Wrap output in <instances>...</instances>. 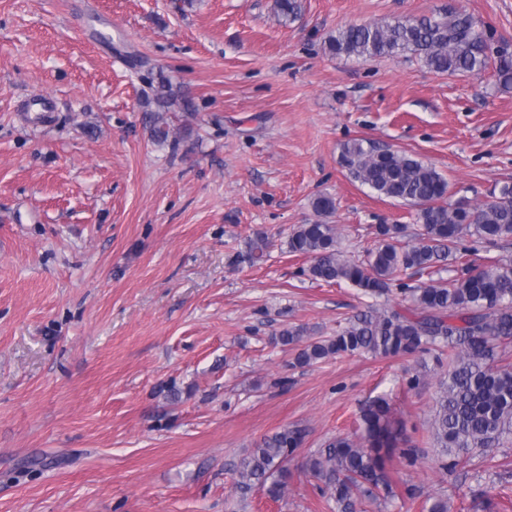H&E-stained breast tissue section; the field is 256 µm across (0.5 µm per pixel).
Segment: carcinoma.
<instances>
[{"label": "carcinoma", "mask_w": 512, "mask_h": 512, "mask_svg": "<svg viewBox=\"0 0 512 512\" xmlns=\"http://www.w3.org/2000/svg\"><path fill=\"white\" fill-rule=\"evenodd\" d=\"M276 8L286 23L301 5L276 0ZM492 40L471 16L450 7L438 20L404 17L351 25L329 37L327 49L365 59L411 53L432 71L478 76L489 66ZM496 73L500 85L511 89V54L497 52ZM153 102L164 109L179 102L188 106L164 81L155 87ZM341 162L352 181L416 207L421 232L416 242L403 244V225L380 224L376 246L351 259L339 249L336 226L326 222L336 210L334 198L315 196L311 205L318 220L292 231L289 252L312 259V280L348 282L389 304L354 315L333 336L313 338L297 326L282 329L275 340L297 347L295 364L301 367L361 354L415 356L407 380L411 388L431 372L426 360L431 357L434 368L445 372L437 383L430 429L438 468L452 474L474 453L512 444V362L505 351L512 344V262L476 267L470 260L482 248L512 240V183L490 200L459 203L448 199V181L434 167L398 150L354 139L342 145ZM269 245L266 235H257L251 264L262 261ZM448 259L457 264V276L448 283L407 282L411 274ZM403 301L412 307H401ZM303 441L302 430L288 427L264 437L240 462L237 490L246 495L259 486L270 499H283L291 478L288 463ZM418 461L419 448L394 418L389 401L379 397L360 408L353 435L328 441L306 457L303 469L321 482L318 489L336 512H361L362 500L377 498L379 491L390 502L414 501L416 487L398 483L394 474L398 465Z\"/></svg>", "instance_id": "obj_1"}]
</instances>
